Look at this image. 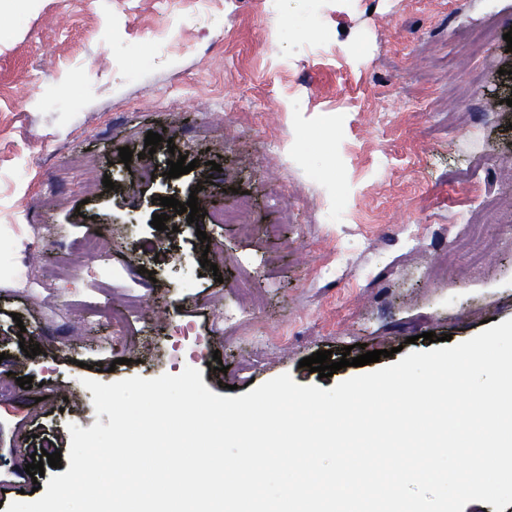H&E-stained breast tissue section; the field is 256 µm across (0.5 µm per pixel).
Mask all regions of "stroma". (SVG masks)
<instances>
[{
  "label": "stroma",
  "instance_id": "1",
  "mask_svg": "<svg viewBox=\"0 0 512 512\" xmlns=\"http://www.w3.org/2000/svg\"><path fill=\"white\" fill-rule=\"evenodd\" d=\"M511 30L512 0H0V512L46 490L55 468L36 481L25 471L43 442L69 465V424L95 423L82 379L190 366L222 397L284 373L328 390L359 368L322 378L303 358L380 350L385 367L432 350L426 332L457 344L485 320L511 319L512 177L500 166L512 159ZM493 99L498 110L475 122ZM173 112L180 126L156 149L159 174L139 181L119 150L143 152ZM174 151L196 166L170 179ZM79 154L133 192L86 196L68 164ZM476 183L506 204L484 227L498 247L480 264L455 221ZM199 185L213 206L235 207L244 191L252 208L239 224L174 213L170 229L153 228L160 198L184 203ZM57 190L67 205L42 208ZM133 223L157 253L138 249ZM409 224L422 229L419 249L402 239ZM200 230L224 264L193 263L187 291L168 255L195 252ZM88 233L111 239L110 256L46 285L33 248L47 266ZM244 265L261 303L217 325L208 299L244 304ZM120 302L155 308L156 322L132 315L127 338L86 314ZM179 326L190 335H174ZM132 337L150 348L144 362L126 360ZM216 356L226 372L213 371ZM27 376L29 389L17 383Z\"/></svg>",
  "mask_w": 512,
  "mask_h": 512
}]
</instances>
